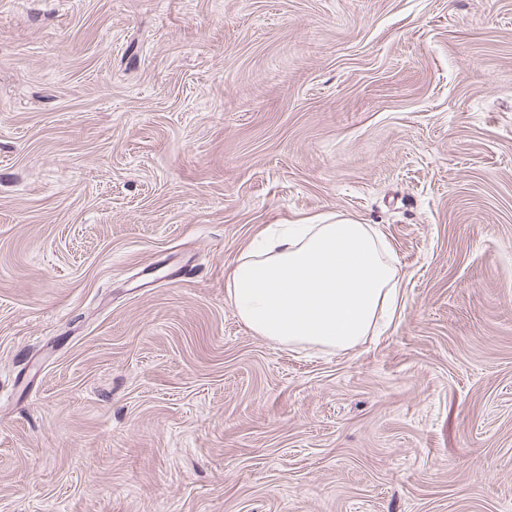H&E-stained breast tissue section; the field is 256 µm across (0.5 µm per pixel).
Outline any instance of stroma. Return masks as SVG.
Here are the masks:
<instances>
[{"label": "stroma", "mask_w": 512, "mask_h": 512, "mask_svg": "<svg viewBox=\"0 0 512 512\" xmlns=\"http://www.w3.org/2000/svg\"><path fill=\"white\" fill-rule=\"evenodd\" d=\"M342 217L398 322L254 335ZM0 512H512V0H0ZM406 278L370 224H270L239 256L226 293L244 325L273 344L347 352L393 323Z\"/></svg>", "instance_id": "35a3bbf8"}]
</instances>
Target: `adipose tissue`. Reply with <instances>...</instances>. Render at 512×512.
Here are the masks:
<instances>
[{
  "label": "adipose tissue",
  "instance_id": "obj_1",
  "mask_svg": "<svg viewBox=\"0 0 512 512\" xmlns=\"http://www.w3.org/2000/svg\"><path fill=\"white\" fill-rule=\"evenodd\" d=\"M405 279L372 225L271 224L239 256L226 293L244 325L273 344L347 352L393 323Z\"/></svg>",
  "mask_w": 512,
  "mask_h": 512
}]
</instances>
